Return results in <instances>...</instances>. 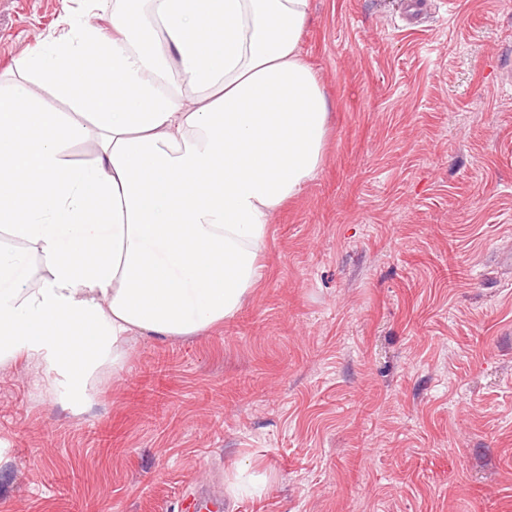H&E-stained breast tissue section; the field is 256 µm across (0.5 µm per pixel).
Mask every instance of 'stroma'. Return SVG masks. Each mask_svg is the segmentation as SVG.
Returning a JSON list of instances; mask_svg holds the SVG:
<instances>
[{
    "mask_svg": "<svg viewBox=\"0 0 512 512\" xmlns=\"http://www.w3.org/2000/svg\"><path fill=\"white\" fill-rule=\"evenodd\" d=\"M82 0H0V83ZM324 160L232 319L73 410L0 366V512H512V0H310Z\"/></svg>",
    "mask_w": 512,
    "mask_h": 512,
    "instance_id": "1",
    "label": "stroma"
}]
</instances>
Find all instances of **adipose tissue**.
Listing matches in <instances>:
<instances>
[{"mask_svg":"<svg viewBox=\"0 0 512 512\" xmlns=\"http://www.w3.org/2000/svg\"><path fill=\"white\" fill-rule=\"evenodd\" d=\"M309 0H112V32L67 19L17 68L92 117L86 132L24 81L0 89V364L34 357L88 402L131 335L192 336L262 276L267 227L323 163L327 98L299 50ZM28 87L31 93L41 99L47 106L66 112V114L75 121H78L89 128L88 137L85 140L75 143L70 151L69 160L74 165L89 164L94 158L95 154L90 146L93 143L94 129L89 124L88 120L76 113L71 104L63 103L57 100L51 93L49 86L41 79L31 78L28 81Z\"/></svg>","mask_w":512,"mask_h":512,"instance_id":"ef3b65f1","label":"adipose tissue"}]
</instances>
